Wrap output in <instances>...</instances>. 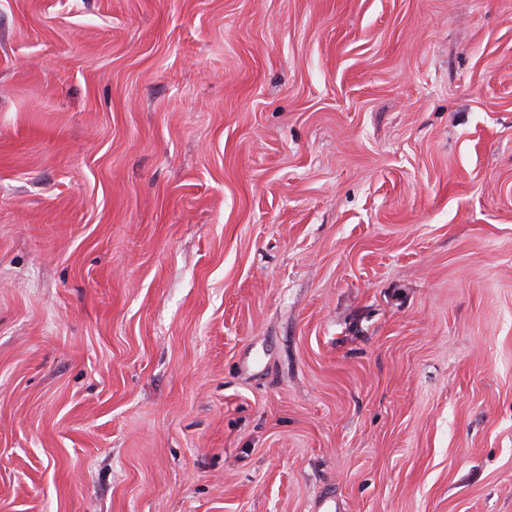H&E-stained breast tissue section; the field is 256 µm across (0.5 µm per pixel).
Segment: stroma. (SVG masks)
<instances>
[{"instance_id":"1","label":"stroma","mask_w":512,"mask_h":512,"mask_svg":"<svg viewBox=\"0 0 512 512\" xmlns=\"http://www.w3.org/2000/svg\"><path fill=\"white\" fill-rule=\"evenodd\" d=\"M512 512V0H0V512Z\"/></svg>"}]
</instances>
